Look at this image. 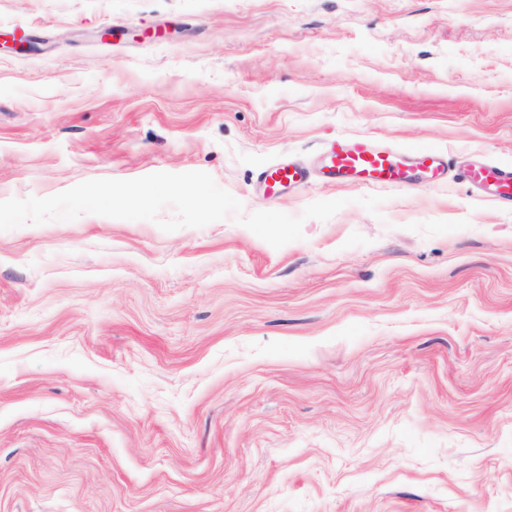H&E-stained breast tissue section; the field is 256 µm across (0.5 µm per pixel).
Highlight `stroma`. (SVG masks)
Here are the masks:
<instances>
[{
    "mask_svg": "<svg viewBox=\"0 0 512 512\" xmlns=\"http://www.w3.org/2000/svg\"><path fill=\"white\" fill-rule=\"evenodd\" d=\"M339 136L448 171L341 185ZM283 160L311 174L266 197ZM476 161L512 167V0H0V201L203 171L247 215L345 202L279 249L0 231V512H512V205Z\"/></svg>",
    "mask_w": 512,
    "mask_h": 512,
    "instance_id": "obj_1",
    "label": "stroma"
}]
</instances>
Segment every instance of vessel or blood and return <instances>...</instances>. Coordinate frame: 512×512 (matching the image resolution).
<instances>
[{"instance_id":"b4317fda","label":"vessel or blood","mask_w":512,"mask_h":512,"mask_svg":"<svg viewBox=\"0 0 512 512\" xmlns=\"http://www.w3.org/2000/svg\"><path fill=\"white\" fill-rule=\"evenodd\" d=\"M322 165L329 174L362 185L402 184L412 171L432 175L442 170L432 147L414 146L401 151L366 137L341 138L327 145L322 151ZM305 176L302 167L282 161L266 168L260 183L266 194L275 196L301 183ZM467 176L471 183L492 187L498 197L512 201V170L474 164L469 166Z\"/></svg>"}]
</instances>
